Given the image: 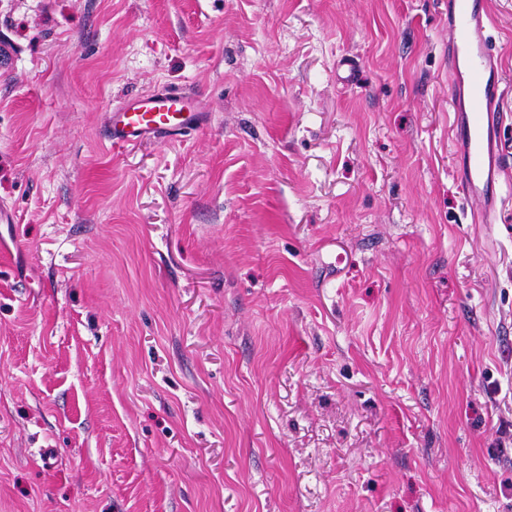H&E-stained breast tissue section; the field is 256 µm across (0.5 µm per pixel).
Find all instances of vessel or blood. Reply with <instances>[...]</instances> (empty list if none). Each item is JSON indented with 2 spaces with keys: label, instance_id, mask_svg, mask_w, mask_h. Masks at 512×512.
<instances>
[{
  "label": "vessel or blood",
  "instance_id": "b4317fda",
  "mask_svg": "<svg viewBox=\"0 0 512 512\" xmlns=\"http://www.w3.org/2000/svg\"><path fill=\"white\" fill-rule=\"evenodd\" d=\"M490 17L483 0H448V75L452 100V139L458 161L457 187L475 203L476 224L495 223L502 198L498 187L512 153L502 145L500 128L506 87L501 57L487 35ZM202 116L198 98L164 92L128 103L110 116L112 147L182 135Z\"/></svg>",
  "mask_w": 512,
  "mask_h": 512
}]
</instances>
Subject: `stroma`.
I'll return each instance as SVG.
<instances>
[{
    "label": "stroma",
    "instance_id": "obj_1",
    "mask_svg": "<svg viewBox=\"0 0 512 512\" xmlns=\"http://www.w3.org/2000/svg\"><path fill=\"white\" fill-rule=\"evenodd\" d=\"M450 109L448 0H0V512H512V170L472 223ZM201 101L180 92L142 96L110 116L108 142L129 147L146 139L177 137L200 121Z\"/></svg>",
    "mask_w": 512,
    "mask_h": 512
}]
</instances>
